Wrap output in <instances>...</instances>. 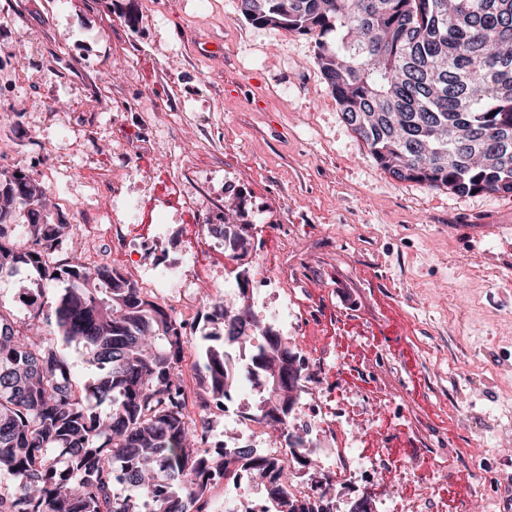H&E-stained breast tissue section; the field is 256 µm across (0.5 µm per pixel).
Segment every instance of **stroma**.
Listing matches in <instances>:
<instances>
[{"label": "stroma", "mask_w": 512, "mask_h": 512, "mask_svg": "<svg viewBox=\"0 0 512 512\" xmlns=\"http://www.w3.org/2000/svg\"><path fill=\"white\" fill-rule=\"evenodd\" d=\"M148 126L154 153L129 156L117 131ZM1 143L0 172L57 166L48 195L71 200L69 222L125 225L124 249L103 233L86 250L133 281L201 255L203 303L279 334L255 260L304 255L313 386L349 402L364 454L392 461L394 507L444 448L451 512H512V194L383 171L311 39L252 24L238 0H0ZM107 167L138 223L99 188Z\"/></svg>", "instance_id": "1"}]
</instances>
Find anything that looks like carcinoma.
I'll list each match as a JSON object with an SVG mask.
<instances>
[{"mask_svg": "<svg viewBox=\"0 0 512 512\" xmlns=\"http://www.w3.org/2000/svg\"><path fill=\"white\" fill-rule=\"evenodd\" d=\"M239 9L314 39L327 87L381 169L458 194H512V0H239ZM46 191L21 173L0 178V274L23 271L37 285L0 299V512H206L210 481L242 470L271 484L267 512H328L289 494L280 460L208 448L207 429L183 412L191 337L118 269L73 253L46 262L72 228L48 213ZM208 321L214 344L199 372L210 398L254 382V419L289 438L303 392L298 353L248 307L215 302ZM73 342L86 381L66 352Z\"/></svg>", "mask_w": 512, "mask_h": 512, "instance_id": "carcinoma-1", "label": "carcinoma"}]
</instances>
